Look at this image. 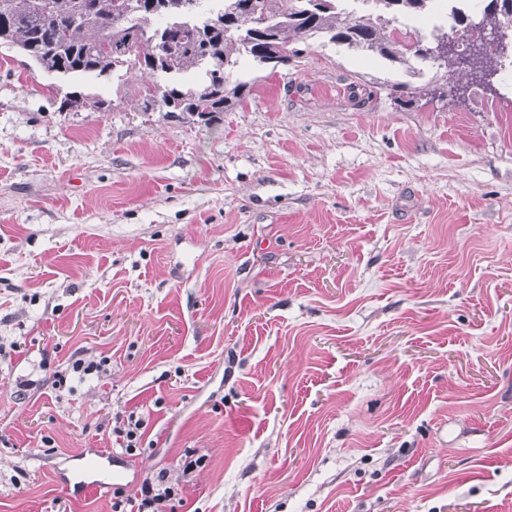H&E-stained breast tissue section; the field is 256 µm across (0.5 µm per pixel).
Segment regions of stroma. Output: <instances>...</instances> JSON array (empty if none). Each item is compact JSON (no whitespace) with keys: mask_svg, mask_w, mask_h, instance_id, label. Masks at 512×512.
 <instances>
[{"mask_svg":"<svg viewBox=\"0 0 512 512\" xmlns=\"http://www.w3.org/2000/svg\"><path fill=\"white\" fill-rule=\"evenodd\" d=\"M231 77L205 128L0 46V512L161 470L171 512H512V87L401 108L431 71L320 37ZM78 358L109 365L55 387ZM91 448L125 479L73 496ZM142 428L143 421L134 412H130L128 415L115 417L112 434L115 435V441L120 448H124L127 453L131 454L134 449L139 447Z\"/></svg>","mask_w":512,"mask_h":512,"instance_id":"stroma-1","label":"stroma"}]
</instances>
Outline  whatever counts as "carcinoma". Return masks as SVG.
I'll use <instances>...</instances> for the list:
<instances>
[{
    "mask_svg": "<svg viewBox=\"0 0 512 512\" xmlns=\"http://www.w3.org/2000/svg\"><path fill=\"white\" fill-rule=\"evenodd\" d=\"M181 0H0V45L17 50L46 73L92 77L105 82L118 71L141 76L138 106L160 111L206 128L224 121V113L243 106L250 82H229L230 72L246 58L273 75L304 53L307 40L319 35L335 45L375 54L412 71L431 63L443 71L423 86L395 82L385 87L399 107L425 96L445 97L448 72L458 68L453 57L436 60L427 51L448 39V29L466 30L472 21L466 5H451L453 24L422 33L401 20L425 14L433 0H194L191 10ZM476 24L498 30L500 43L484 48L478 60L489 71L512 63L508 36L512 8L488 0ZM203 71L205 79L187 85L181 76ZM167 77L160 82L157 77ZM106 101H89L74 91L59 110L79 111Z\"/></svg>",
    "mask_w": 512,
    "mask_h": 512,
    "instance_id": "carcinoma-1",
    "label": "carcinoma"
}]
</instances>
